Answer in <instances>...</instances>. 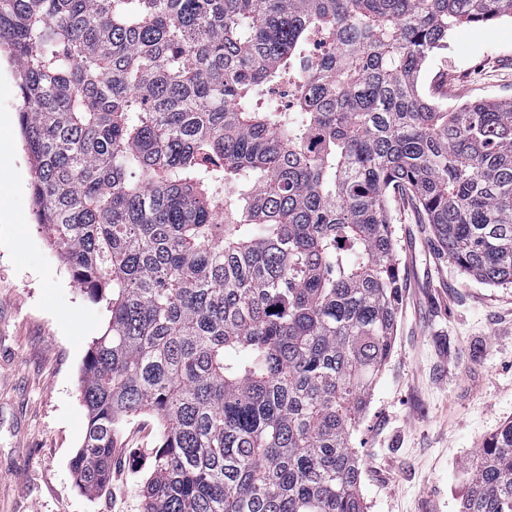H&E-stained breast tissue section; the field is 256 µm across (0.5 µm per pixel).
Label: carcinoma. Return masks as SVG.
I'll list each match as a JSON object with an SVG mask.
<instances>
[{"label":"carcinoma","instance_id":"carcinoma-1","mask_svg":"<svg viewBox=\"0 0 512 512\" xmlns=\"http://www.w3.org/2000/svg\"><path fill=\"white\" fill-rule=\"evenodd\" d=\"M512 0H0L35 219L110 313L76 486L159 424L142 512H366L350 429L391 353L390 211L512 283V104L417 78ZM459 512H512V421Z\"/></svg>","mask_w":512,"mask_h":512}]
</instances>
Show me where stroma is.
Returning <instances> with one entry per match:
<instances>
[{
  "instance_id": "35a3bbf8",
  "label": "stroma",
  "mask_w": 512,
  "mask_h": 512,
  "mask_svg": "<svg viewBox=\"0 0 512 512\" xmlns=\"http://www.w3.org/2000/svg\"><path fill=\"white\" fill-rule=\"evenodd\" d=\"M448 104L512 101V19L462 25L419 74ZM16 67L0 52V512H141L158 422L123 432L106 490L79 492L71 460L87 411L79 379L108 314L33 216ZM403 293L391 355L357 422L367 512H458L475 448L512 421V284L441 257L432 232L392 211Z\"/></svg>"
}]
</instances>
